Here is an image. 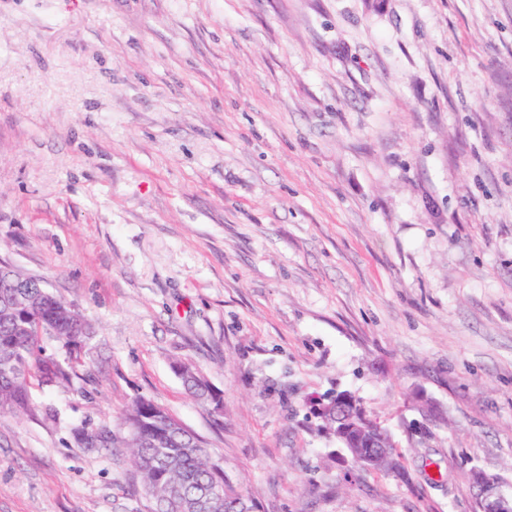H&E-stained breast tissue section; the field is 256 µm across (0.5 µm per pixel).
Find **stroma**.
Returning <instances> with one entry per match:
<instances>
[{"mask_svg": "<svg viewBox=\"0 0 512 512\" xmlns=\"http://www.w3.org/2000/svg\"><path fill=\"white\" fill-rule=\"evenodd\" d=\"M0 259L96 328L56 420L0 417V512H146L138 397L257 512L512 498V0H0ZM339 391L404 476L323 429ZM185 389L205 406L213 405L215 396L208 381L195 368L189 367L185 375L180 377ZM365 418L369 425L368 431H370L375 443V446L372 448H364L365 453L370 455L373 448H376V453L379 456L389 454L391 448H393L392 446L394 445L390 433L388 431H384L377 420L370 418L366 414ZM385 433L389 436V440L386 438ZM106 428L105 426L101 429H93L85 423L74 426L71 434L75 443L84 448L111 447L112 432Z\"/></svg>", "mask_w": 512, "mask_h": 512, "instance_id": "35a3bbf8", "label": "stroma"}]
</instances>
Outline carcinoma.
<instances>
[{"mask_svg": "<svg viewBox=\"0 0 512 512\" xmlns=\"http://www.w3.org/2000/svg\"><path fill=\"white\" fill-rule=\"evenodd\" d=\"M53 328L65 357L43 354L38 324ZM93 335L92 325L73 304L52 293L37 279L14 266L0 264V416L55 418L50 407L30 399L33 385L54 387L70 380L78 355ZM185 389L208 406L215 396L208 381L195 368L181 377ZM128 433L131 467L140 476L138 492L148 491L159 504L175 502L181 512H234L232 504L247 499L232 487L212 491L210 451L189 430L157 412L147 398L133 400L122 416ZM76 444L85 448L112 447V432L88 424L71 429ZM401 455L393 451L382 461H369L366 469L399 472ZM249 503V502H247ZM255 508L254 503H249Z\"/></svg>", "mask_w": 512, "mask_h": 512, "instance_id": "obj_1", "label": "carcinoma"}]
</instances>
